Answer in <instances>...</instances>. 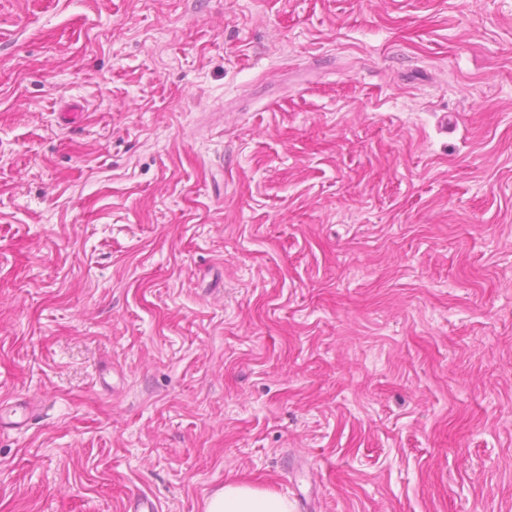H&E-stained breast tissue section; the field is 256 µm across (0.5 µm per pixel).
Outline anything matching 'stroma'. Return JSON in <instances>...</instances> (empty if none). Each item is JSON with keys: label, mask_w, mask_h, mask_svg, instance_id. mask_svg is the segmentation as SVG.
<instances>
[{"label": "stroma", "mask_w": 512, "mask_h": 512, "mask_svg": "<svg viewBox=\"0 0 512 512\" xmlns=\"http://www.w3.org/2000/svg\"><path fill=\"white\" fill-rule=\"evenodd\" d=\"M0 512H512V0H0ZM206 512H290L288 500L242 484H225L206 504Z\"/></svg>", "instance_id": "35a3bbf8"}]
</instances>
